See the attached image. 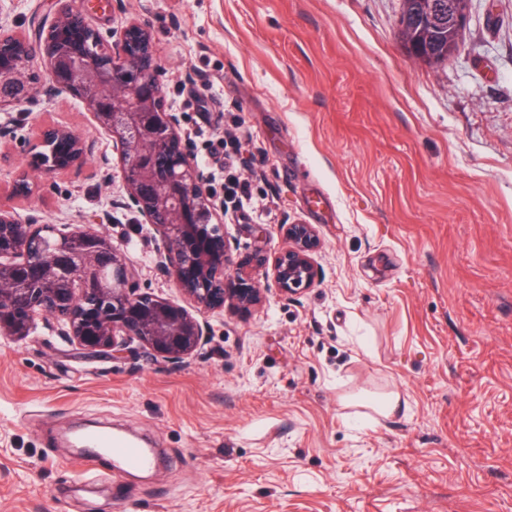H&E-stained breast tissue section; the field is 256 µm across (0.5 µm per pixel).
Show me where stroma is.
<instances>
[{
  "mask_svg": "<svg viewBox=\"0 0 512 512\" xmlns=\"http://www.w3.org/2000/svg\"><path fill=\"white\" fill-rule=\"evenodd\" d=\"M103 35L148 26L165 111L191 152L251 185L234 259L314 225L322 277L248 314L206 313L204 354L87 357L47 330L0 339V512H512V0H473L447 64L410 59L400 0H74ZM57 0H0L30 34ZM37 78L0 111V198L108 234L139 292L180 300L160 241L123 206L111 139ZM210 82L203 103L195 94ZM94 138L84 165L13 193L42 134ZM400 396L386 415L365 403ZM126 429L157 467L77 493L62 428Z\"/></svg>",
  "mask_w": 512,
  "mask_h": 512,
  "instance_id": "35a3bbf8",
  "label": "stroma"
}]
</instances>
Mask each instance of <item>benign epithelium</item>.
<instances>
[{"label": "benign epithelium", "mask_w": 512, "mask_h": 512, "mask_svg": "<svg viewBox=\"0 0 512 512\" xmlns=\"http://www.w3.org/2000/svg\"><path fill=\"white\" fill-rule=\"evenodd\" d=\"M59 2L51 23L38 27L37 53L26 36L0 26V109L20 103L4 88L27 83L26 70L37 58L49 96L70 93L86 104L122 162L125 205L159 237V267L190 306L138 292L135 272L104 233L43 224L36 216L23 220L0 200V337L23 341L43 324L85 354L179 364L208 342L211 327L202 314L262 304L268 288L260 276L282 295L314 287L321 241L312 224L281 225L282 250L256 252L228 273L224 210L203 192V175L182 146L179 117L161 108L151 32L131 24L106 44L71 0ZM43 143L47 152L32 166L46 171L80 166L93 149L67 126L48 130ZM45 230L57 236L50 252L40 236ZM108 273L112 287H98Z\"/></svg>", "instance_id": "7a95c632"}]
</instances>
